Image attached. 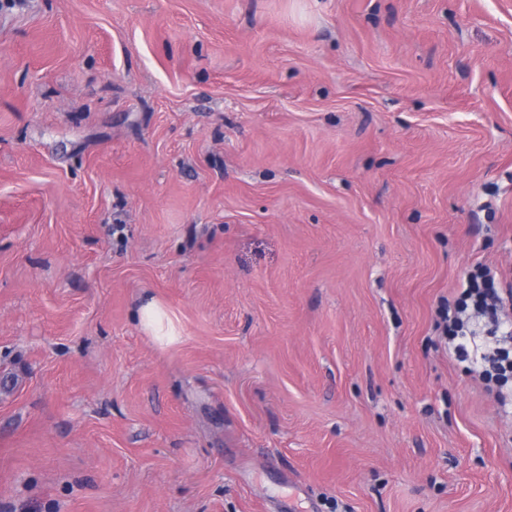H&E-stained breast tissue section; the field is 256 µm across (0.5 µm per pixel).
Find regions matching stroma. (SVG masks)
<instances>
[{
    "instance_id": "stroma-1",
    "label": "stroma",
    "mask_w": 512,
    "mask_h": 512,
    "mask_svg": "<svg viewBox=\"0 0 512 512\" xmlns=\"http://www.w3.org/2000/svg\"><path fill=\"white\" fill-rule=\"evenodd\" d=\"M479 262L512 0H0V512H512ZM498 273L488 266H479L477 273L467 274L460 282V295L463 301L453 304L447 300L443 306V336L451 337L455 354L469 360L474 373L480 380L502 381L505 384L512 375V331L500 332V324L493 331L484 333L471 323L468 313L470 300L474 311L490 310L504 316L512 310V283L500 282L499 291L495 288ZM490 300L493 302L490 304ZM455 341H457L455 343ZM493 345V346H491ZM139 317L142 328L156 344L169 346L178 341V330L160 302L151 299L143 303Z\"/></svg>"
}]
</instances>
